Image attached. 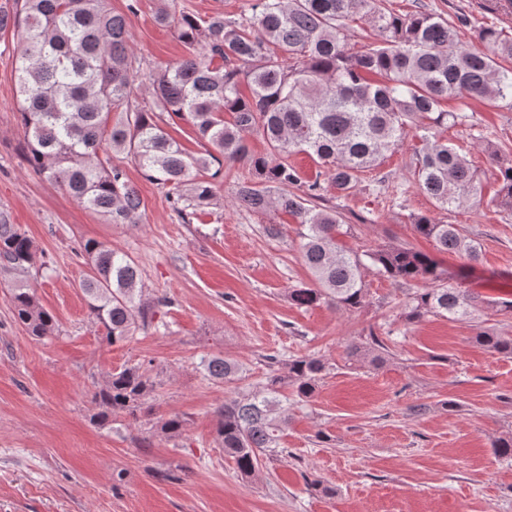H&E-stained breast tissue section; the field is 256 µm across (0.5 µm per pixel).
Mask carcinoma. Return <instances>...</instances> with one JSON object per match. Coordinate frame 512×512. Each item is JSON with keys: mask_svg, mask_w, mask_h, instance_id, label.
Here are the masks:
<instances>
[{"mask_svg": "<svg viewBox=\"0 0 512 512\" xmlns=\"http://www.w3.org/2000/svg\"><path fill=\"white\" fill-rule=\"evenodd\" d=\"M113 11L108 0H13L0 6V31L19 41L15 72L18 113L26 138L27 164L60 185L75 201L112 224H141L145 206L125 171L112 165L109 151L122 152L144 175L167 189L174 210L188 219L211 204L214 179L192 177L214 163L244 161L251 177L239 183L236 200L257 214L285 210L305 229L302 259L312 285L288 297L299 307L333 304L344 311L365 307L366 263L380 274L412 288L400 317L414 324L427 316L467 319L483 305L480 295L448 283L447 271L431 255L407 244L385 245L362 255L338 246L340 216L319 207L325 186L302 181L288 157L303 153L326 169L328 186L352 191L359 175L400 149L409 133L422 142L411 169L414 184L441 210L484 203L476 169L435 129L463 125L468 101L512 105V39L494 26L479 32L483 49L468 48L456 26L427 12L398 15L376 10L374 0H255L239 20L222 14L199 15L167 5L157 22L174 29L189 55L148 73L150 102L134 98L138 76L128 44L129 15ZM365 21L381 40L357 52L347 48L349 23ZM455 99L460 110L441 109ZM189 123L204 152L191 154L162 126L163 115ZM259 134L267 145L251 153L247 137ZM106 159H101L100 154ZM499 188L490 205L512 210V157L492 154ZM413 231L438 251L470 261L479 250L455 224L428 215L413 217ZM82 251L89 273L80 282L93 317L112 344L149 325L158 299H142L136 262L91 239ZM35 263L32 240L0 212V284H11L13 316L29 336L53 334L54 315L18 280ZM473 340L512 358V336L477 329ZM389 346L374 330L346 347V358L368 356L380 362ZM208 377L232 382L238 366L221 356L203 359ZM324 362L302 356L274 369L264 389L224 401L216 410V435L224 455L244 478L255 476L261 458L278 451L288 427L289 386L301 401L315 395ZM156 390L144 365L112 372L93 393L100 426L123 414L134 420Z\"/></svg>", "mask_w": 512, "mask_h": 512, "instance_id": "carcinoma-1", "label": "carcinoma"}]
</instances>
